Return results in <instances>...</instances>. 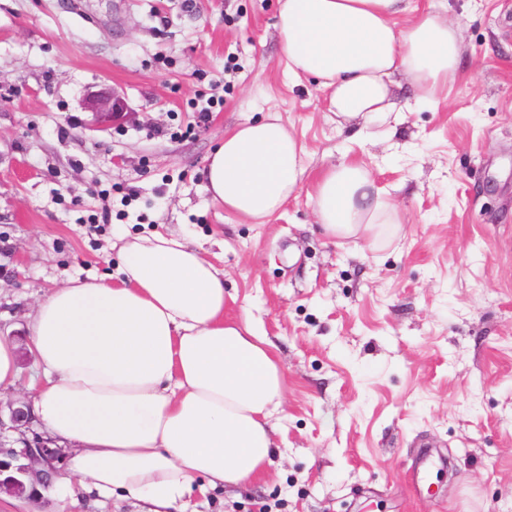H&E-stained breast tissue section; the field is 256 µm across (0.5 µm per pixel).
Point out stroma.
I'll use <instances>...</instances> for the list:
<instances>
[{
	"mask_svg": "<svg viewBox=\"0 0 512 512\" xmlns=\"http://www.w3.org/2000/svg\"><path fill=\"white\" fill-rule=\"evenodd\" d=\"M411 5L461 22L463 74L359 135L289 75L278 0H0V340L18 372L0 402L43 378L29 326L52 289L115 272L123 237H184L223 269L225 315L274 344L287 389L261 477L192 494L188 512H512V0ZM111 90L129 114L101 130L84 103ZM270 115L309 176L257 222L214 203L204 170L225 130ZM344 157L400 210L377 242L332 239L313 214L317 175ZM426 449L447 466L416 496ZM0 512L143 507L87 493L62 463Z\"/></svg>",
	"mask_w": 512,
	"mask_h": 512,
	"instance_id": "stroma-1",
	"label": "stroma"
}]
</instances>
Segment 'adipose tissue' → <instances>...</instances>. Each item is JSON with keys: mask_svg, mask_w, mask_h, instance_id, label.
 Wrapping results in <instances>:
<instances>
[{"mask_svg": "<svg viewBox=\"0 0 512 512\" xmlns=\"http://www.w3.org/2000/svg\"><path fill=\"white\" fill-rule=\"evenodd\" d=\"M288 71L313 76L337 123L388 122L400 83L426 97L460 73L462 29L410 0H278ZM304 149L275 118L225 134L205 171L213 200L270 217L302 181ZM336 239H374L400 221L367 166L323 170L312 197ZM108 281L74 280L37 306L30 342L45 367L33 407L44 430L75 442L68 472L102 498L170 512L260 477L275 442L270 417L285 380L270 342L225 317L224 273L202 252L160 233L126 239Z\"/></svg>", "mask_w": 512, "mask_h": 512, "instance_id": "1", "label": "adipose tissue"}]
</instances>
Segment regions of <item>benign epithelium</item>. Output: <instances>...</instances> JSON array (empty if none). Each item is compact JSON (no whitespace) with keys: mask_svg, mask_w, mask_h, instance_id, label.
I'll list each match as a JSON object with an SVG mask.
<instances>
[{"mask_svg":"<svg viewBox=\"0 0 512 512\" xmlns=\"http://www.w3.org/2000/svg\"><path fill=\"white\" fill-rule=\"evenodd\" d=\"M88 107L99 124L107 126L127 115L125 99L117 92L108 96H93ZM8 411L15 429L29 423V405L21 400L9 403ZM57 455L49 442L23 440V448L15 449L7 440L0 439V495L24 496L38 486H47L57 472Z\"/></svg>","mask_w":512,"mask_h":512,"instance_id":"1","label":"benign epithelium"}]
</instances>
